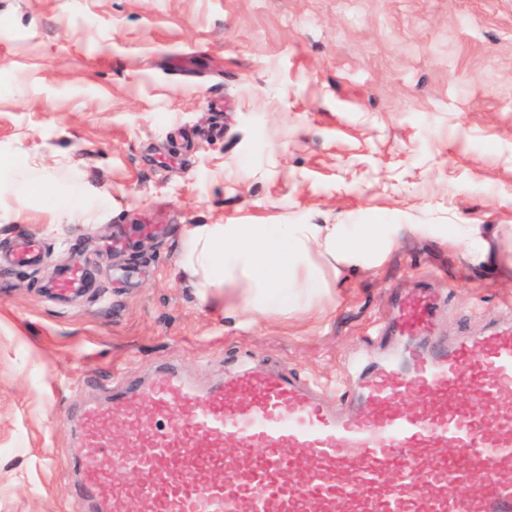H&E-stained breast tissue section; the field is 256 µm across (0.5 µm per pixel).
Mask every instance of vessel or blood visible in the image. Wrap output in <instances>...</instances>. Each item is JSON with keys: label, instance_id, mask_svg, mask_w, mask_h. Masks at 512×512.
<instances>
[{"label": "vessel or blood", "instance_id": "obj_1", "mask_svg": "<svg viewBox=\"0 0 512 512\" xmlns=\"http://www.w3.org/2000/svg\"><path fill=\"white\" fill-rule=\"evenodd\" d=\"M433 325L407 300L405 356L342 408L291 371L114 381L77 416L75 490L87 512H512V316L449 344L425 343Z\"/></svg>", "mask_w": 512, "mask_h": 512}]
</instances>
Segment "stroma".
I'll return each instance as SVG.
<instances>
[{"label": "stroma", "mask_w": 512, "mask_h": 512, "mask_svg": "<svg viewBox=\"0 0 512 512\" xmlns=\"http://www.w3.org/2000/svg\"><path fill=\"white\" fill-rule=\"evenodd\" d=\"M0 146L69 154L98 221L0 228V512H85L77 405L164 361L197 383L240 364L330 383L391 347L405 292L434 340L483 333L512 279L442 242L512 224V0H0ZM195 224H425L346 272L324 318L249 326L178 272ZM40 248L4 265L22 241ZM79 255L85 288L61 296Z\"/></svg>", "instance_id": "stroma-1"}]
</instances>
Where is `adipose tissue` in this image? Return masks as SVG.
<instances>
[{"instance_id": "obj_1", "label": "adipose tissue", "mask_w": 512, "mask_h": 512, "mask_svg": "<svg viewBox=\"0 0 512 512\" xmlns=\"http://www.w3.org/2000/svg\"><path fill=\"white\" fill-rule=\"evenodd\" d=\"M57 166L36 153L0 151V223L23 224L31 202L47 224L85 218L101 199L89 181L64 186ZM447 246L465 248L471 263L512 274L511 224H451ZM394 244L386 224H196L186 233L178 269L200 305L224 306L225 317L324 315L332 280L343 270L381 264Z\"/></svg>"}]
</instances>
